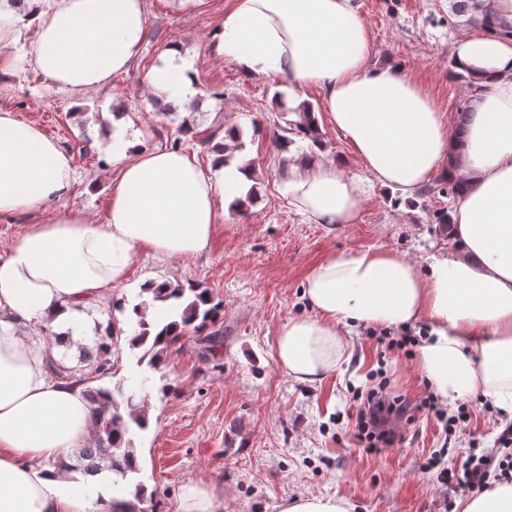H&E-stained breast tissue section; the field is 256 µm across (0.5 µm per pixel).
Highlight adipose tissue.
<instances>
[{"instance_id": "obj_1", "label": "adipose tissue", "mask_w": 512, "mask_h": 512, "mask_svg": "<svg viewBox=\"0 0 512 512\" xmlns=\"http://www.w3.org/2000/svg\"><path fill=\"white\" fill-rule=\"evenodd\" d=\"M148 35L146 0H0V45L27 40L26 65L56 89L107 88L133 66ZM217 56L247 77H278L289 107L307 89L373 180L414 199L446 166L465 189L451 212L454 247L416 263L393 251L348 250L316 264L303 291L311 315L288 319L272 357L301 383L321 381L348 359L361 327L422 324L417 365L440 402L473 394L512 416V37L485 34L451 48L481 87L465 132L393 65L371 62L370 34L352 0H232L212 34ZM146 88L182 114L201 95L181 44L160 51ZM95 148L118 175L105 223L69 208L33 224L0 256V512H92L111 496L112 471L75 472L92 436L81 386L56 378L33 326L77 343L141 255L157 260L210 251L228 206L256 175L190 146L144 144L113 121ZM288 197L313 224H355L365 190L336 159L315 151L289 160ZM77 183L71 154L33 122L0 110V217L61 205Z\"/></svg>"}]
</instances>
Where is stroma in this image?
I'll use <instances>...</instances> for the list:
<instances>
[{
  "mask_svg": "<svg viewBox=\"0 0 512 512\" xmlns=\"http://www.w3.org/2000/svg\"><path fill=\"white\" fill-rule=\"evenodd\" d=\"M373 45L375 64L401 67L455 118L468 99L460 81L449 79L450 46L476 28L448 27V0H353ZM232 0H147L148 36L133 67L105 89L73 96L24 71L0 90V108L39 124L75 156L78 181L68 206L82 209L94 223L107 217L115 169L96 149L80 154L84 138H97L121 113L148 143L171 144L173 125L143 85L142 78L161 49L181 43L194 61L204 95L212 101L208 124L239 125L252 164L260 201L248 214L228 211L216 228L208 254L159 261L141 256L113 295L136 301L150 280L194 283L222 300L224 343L210 360L193 338L176 344L147 386L157 417L147 431L134 433L141 478L151 497L149 512H177L179 488L202 479L220 490V512H279L284 498L317 495L344 498L354 512H461L463 493L424 472L427 459L443 456L460 466L471 449L493 447L512 421L483 408L481 395L466 398L472 414L455 435H446L434 416L415 413L404 424V440L372 454L354 439L352 388L377 370L378 352L364 333L351 339V356L322 382H296L273 360L280 326L308 315L303 284L315 264L344 250H391L420 262L452 250L439 235L433 210L447 206L436 196L425 208L399 206L397 192L370 181L363 162L331 126H324L327 155L342 159L346 175L367 188L362 219L356 224H310L288 199L281 153L272 146V96L279 80L250 79L211 52L217 20ZM393 391L417 398L426 385L415 357L389 358ZM174 392L163 395V385Z\"/></svg>",
  "mask_w": 512,
  "mask_h": 512,
  "instance_id": "35a3bbf8",
  "label": "stroma"
}]
</instances>
